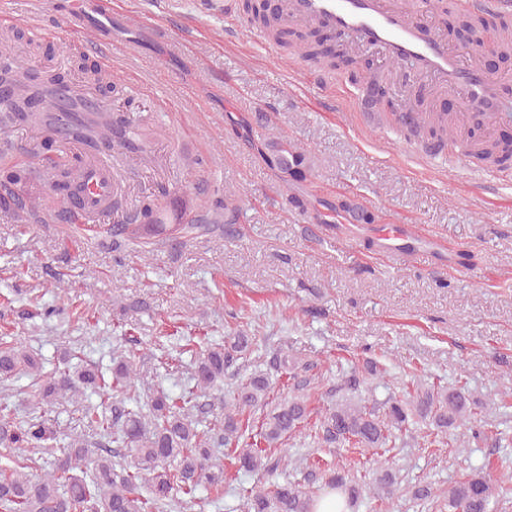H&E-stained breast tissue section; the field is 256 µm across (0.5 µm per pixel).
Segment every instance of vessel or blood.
<instances>
[{
    "label": "vessel or blood",
    "mask_w": 512,
    "mask_h": 512,
    "mask_svg": "<svg viewBox=\"0 0 512 512\" xmlns=\"http://www.w3.org/2000/svg\"><path fill=\"white\" fill-rule=\"evenodd\" d=\"M281 21L289 18L323 19L331 32L363 47H381L394 62L409 65L411 70L434 76L454 88L469 105L473 117L507 119L502 112L501 86L506 77L491 74L477 66L463 63L461 57L431 34L416 18L390 8L386 0H274ZM59 29L74 37L90 32L102 33L98 55H105L112 41V11L101 0H71L67 13L58 19ZM50 97L59 121L54 132L67 140L78 111L99 112L100 102L83 95L73 86H51ZM112 165L108 162L86 167L66 208L75 223H95L111 215Z\"/></svg>",
    "instance_id": "b4317fda"
}]
</instances>
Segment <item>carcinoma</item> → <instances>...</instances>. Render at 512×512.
Returning a JSON list of instances; mask_svg holds the SVG:
<instances>
[{
  "label": "carcinoma",
  "mask_w": 512,
  "mask_h": 512,
  "mask_svg": "<svg viewBox=\"0 0 512 512\" xmlns=\"http://www.w3.org/2000/svg\"><path fill=\"white\" fill-rule=\"evenodd\" d=\"M433 7L448 26V35L462 33L470 43L486 45L506 61L512 58V24L505 18L490 21L481 13H457L449 0H435ZM250 23L271 30L283 48L298 54L316 69L354 63L348 49L337 52L327 49L320 31L313 25L284 30L275 16L256 9L250 12ZM2 81L13 83L16 92L5 113H0V126L41 125L51 104L39 96L28 66L22 62L14 64L12 70L4 69L0 75ZM30 100L39 103L34 111L27 107ZM409 109L419 115L416 136L439 144L447 142L455 125L452 114L434 108L415 90L409 97ZM90 133L95 148H110L125 155L146 151L139 127L121 113H99ZM454 144L480 161L499 162L512 154L511 142H489L476 129ZM264 148L283 180L303 179L312 173L311 158L288 137L272 131L264 140ZM84 164L83 158L52 162L53 187L64 192L71 182L79 179ZM31 175V168L10 163L5 154L0 156V211L13 215L21 223L36 217L42 206V201L20 192ZM339 207L366 224L375 219L373 213L351 199L341 201ZM182 220L183 212L170 211L149 200L126 223L112 225V245H119L121 236L145 244H172L186 233L210 230L208 224H184ZM251 346L252 337L240 330L224 343H212L200 351L194 361L195 385L184 393L183 406L179 407L163 392L144 404L132 395L136 385L145 383V374L130 351H114L109 380L99 368L78 363L67 367L60 379L42 385L40 367L34 359L24 349L7 340L1 341L0 382L21 375L28 377L29 387L39 388V404L75 401L88 389L107 388L125 394L124 398L112 402L110 411L86 406L82 421L95 427L101 438L129 449L131 461L112 459L110 449L92 460L86 440L78 436L68 442L59 438L49 419L41 416L17 426L11 422V409L0 404V448L5 450L4 458L8 461L0 468V512H165L178 493L193 501L203 485L221 491L224 463L208 445L221 447L239 442L249 428L246 415L269 405V378L265 373L255 372L238 384L224 399L217 424L205 430L199 429L202 420L194 415V410L201 396L223 382L224 376L250 355ZM270 365L276 370L306 369V365L299 364L283 350L273 355ZM359 385L354 377L344 380L343 389L349 395L328 407L320 417L322 443L328 446L353 443L377 452L387 448L393 432H408L410 426L424 422L445 433L450 429L457 431L456 441L461 448L469 447L472 441L499 444L500 433L487 428V423L477 418L464 385L434 383L419 387L402 399L390 395L381 403L382 417L376 407L351 395ZM310 398L309 393L297 392L278 402L267 414L259 433L267 447L278 444L300 428L309 415ZM235 464L245 473L261 470L272 473L281 466H291L292 460L273 459L264 454V449L250 444L235 451ZM319 480L318 490L339 492L350 504L358 502L366 493L382 502L394 494L395 476L388 471L371 482L364 475H349L340 465H329L321 470ZM413 496L448 512H491L493 500L512 497V475L502 477L495 486L486 476L474 473L455 482L446 495L425 484L414 487ZM318 501L317 490L305 491L287 479L270 490L261 487L251 490L245 512H315Z\"/></svg>",
  "instance_id": "1"
}]
</instances>
